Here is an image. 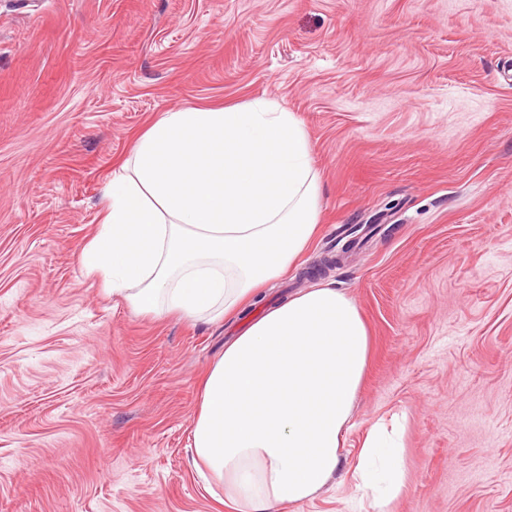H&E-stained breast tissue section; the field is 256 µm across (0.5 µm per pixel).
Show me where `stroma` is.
<instances>
[{"label":"stroma","instance_id":"35a3bbf8","mask_svg":"<svg viewBox=\"0 0 512 512\" xmlns=\"http://www.w3.org/2000/svg\"><path fill=\"white\" fill-rule=\"evenodd\" d=\"M257 98L322 194L256 310L331 281L370 334L346 460L397 417L395 512H512V0H0V512H231L191 433L242 320L139 315L79 257L138 134Z\"/></svg>","mask_w":512,"mask_h":512}]
</instances>
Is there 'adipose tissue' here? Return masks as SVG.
Masks as SVG:
<instances>
[{
	"label": "adipose tissue",
	"instance_id": "1",
	"mask_svg": "<svg viewBox=\"0 0 512 512\" xmlns=\"http://www.w3.org/2000/svg\"><path fill=\"white\" fill-rule=\"evenodd\" d=\"M321 191L305 129L276 102L174 109L114 167L81 266L140 313L230 319L309 250ZM368 356L356 305L328 283L225 345L204 378L192 448L235 512H277L348 474L373 512H393L407 482L384 424L351 468L341 456Z\"/></svg>",
	"mask_w": 512,
	"mask_h": 512
}]
</instances>
